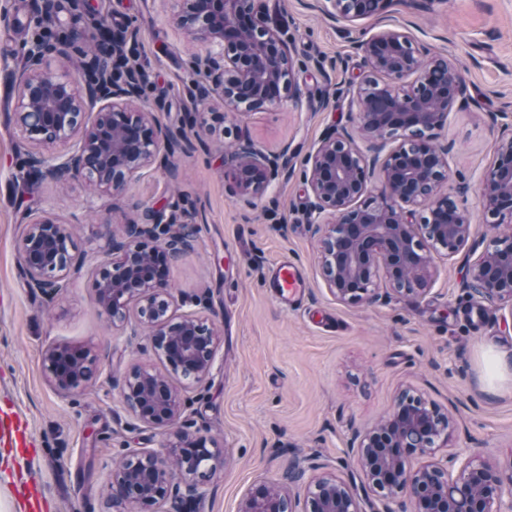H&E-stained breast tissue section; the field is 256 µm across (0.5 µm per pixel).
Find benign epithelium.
Wrapping results in <instances>:
<instances>
[{
    "mask_svg": "<svg viewBox=\"0 0 512 512\" xmlns=\"http://www.w3.org/2000/svg\"><path fill=\"white\" fill-rule=\"evenodd\" d=\"M176 25L190 42L208 46L201 60L212 87L204 99L223 107L254 111L286 101L300 102L294 79L295 60L281 37L282 23L272 22L265 0H183ZM392 0H314L311 7L333 20L379 15ZM98 36L120 49L123 32L102 23ZM367 70L351 82L357 107V130L369 139L406 132L414 147L400 143L384 151L380 144L367 155L352 134L336 129L313 147L310 164L309 223L320 233L319 267L336 299L369 304L379 299L377 280L384 276L392 291L418 297L433 279L432 253L454 257L467 251L465 287L472 299L512 307V233L501 234L512 223V131L503 132L495 157L485 169L478 193L485 212L495 219L493 240L481 252L469 244L472 217L448 193V150L435 145L437 131L447 123L455 104L470 103L461 72L445 58L425 62L412 38L397 29H384L355 42ZM53 57L59 68L51 69ZM70 43H35L28 49L18 85L16 124L38 144L79 142L65 161L42 170L44 160L29 157L35 178L82 174L98 190L119 193L156 157L168 132L154 114L134 105L140 78L113 81L96 60L87 68L98 78L83 88L69 73ZM414 77L408 85L400 84ZM97 109V119L86 124L81 114ZM275 161L243 139L224 157V175L241 195L263 197L270 185ZM380 172L381 184L369 189ZM173 220L162 209L147 210L146 222L129 224L121 236L105 229V261L96 282L95 303L112 321L123 322L131 304L139 305L150 342L171 372L191 383L209 375L216 331L203 316L187 315L172 321L175 296L164 266H145L141 258L172 259L191 247L193 238L179 225L158 244L159 231ZM19 261L28 286L54 297L71 273L80 270L66 224L40 213L28 216L19 240ZM46 370L61 393L83 390L92 379L96 358L90 351L52 346L45 353ZM126 404L142 423L158 429L177 426L182 414L180 392L159 381V374L134 366L122 389ZM454 423L447 413L422 394L405 389L389 415L359 435L356 461L365 494L388 503L405 493L409 512H512V472L501 479L477 458L448 465L435 460L448 447ZM414 456L426 459L411 464ZM221 449L214 440L190 426H178L161 453L134 452L112 475L114 512H136V506L170 503L169 512H191L200 498L194 468L199 461L217 462ZM311 512H365L355 486L332 473L312 478L304 487ZM295 496L277 484L257 485L241 512H296Z\"/></svg>",
    "mask_w": 512,
    "mask_h": 512,
    "instance_id": "obj_1",
    "label": "benign epithelium"
}]
</instances>
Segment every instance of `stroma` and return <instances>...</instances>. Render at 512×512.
Here are the masks:
<instances>
[{"label": "stroma", "instance_id": "stroma-1", "mask_svg": "<svg viewBox=\"0 0 512 512\" xmlns=\"http://www.w3.org/2000/svg\"><path fill=\"white\" fill-rule=\"evenodd\" d=\"M309 0H267L286 23L283 38L296 61L299 104L225 112L206 130L191 127L209 80L199 47L172 21L180 0H54V19L31 20L30 0H0V400L31 425L32 447L0 446V512H102L113 470L134 451H158L167 438L126 408L121 386L135 364L166 372L137 311L112 323L93 297L103 239L161 208L188 225L193 249L171 262L167 278L175 316L211 318L219 336L209 376L182 387V422L210 435L225 461L202 480L196 512H240L252 487L284 481L293 464L308 475L331 472L353 482L362 474L354 436L381 421L399 392L422 393L456 421L448 449L512 473V369L490 375L488 355L512 359V307L476 304L464 286V255H435L430 290L417 298L382 294L351 304L327 289L317 236L307 222L306 163L327 129L350 122L349 83L365 71L356 41L383 28L408 32L428 58L461 71L472 99L454 107L437 142L448 149V186L472 215L471 239L486 246L491 230L477 190L502 129L512 125V0H393L383 18L335 22ZM126 32L122 48L143 76L138 102L172 138L152 164L117 194L93 191L83 177L39 179L32 194L18 184L29 171L30 144L13 119V80L28 47L40 39L72 40L71 77L92 75L83 61L97 46L94 19ZM267 156L288 150L287 172L262 198L245 203L224 176V150L239 138ZM70 226L85 263L54 298L32 291L18 263L26 209ZM307 280L303 300L283 307L263 282L281 259ZM91 348L100 375L64 395L49 381L43 356L53 345Z\"/></svg>", "mask_w": 512, "mask_h": 512}]
</instances>
